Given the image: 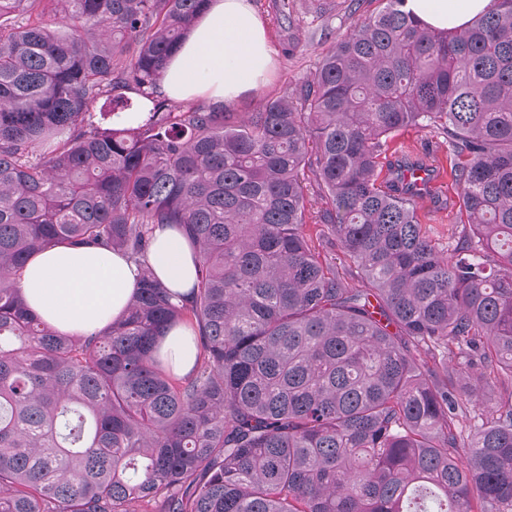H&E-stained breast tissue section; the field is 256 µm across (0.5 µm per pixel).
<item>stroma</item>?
<instances>
[{
    "label": "stroma",
    "mask_w": 512,
    "mask_h": 512,
    "mask_svg": "<svg viewBox=\"0 0 512 512\" xmlns=\"http://www.w3.org/2000/svg\"><path fill=\"white\" fill-rule=\"evenodd\" d=\"M261 21L272 50V68L266 82L229 104L232 112H251L266 99L295 89L309 79L322 57L336 40L355 24L375 15L382 0H359L349 10V0H249ZM289 10L294 22L283 23L282 10ZM387 161H394L398 148H405L435 159L437 165L452 166L448 144L431 129L410 127L398 133L390 143ZM457 187L453 179L436 185L421 201V221L425 224L449 223L456 216Z\"/></svg>",
    "instance_id": "35a3bbf8"
}]
</instances>
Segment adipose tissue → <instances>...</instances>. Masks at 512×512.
<instances>
[{
	"label": "adipose tissue",
	"instance_id": "ef3b65f1",
	"mask_svg": "<svg viewBox=\"0 0 512 512\" xmlns=\"http://www.w3.org/2000/svg\"><path fill=\"white\" fill-rule=\"evenodd\" d=\"M492 0H406V11L434 28L462 27L490 10ZM271 49L248 0H210L206 11L168 60L161 86L171 99L203 97L216 105L236 101L267 76ZM150 269L170 288L195 282L188 242L174 228H157ZM140 268L117 252L59 245L33 255L21 273L28 307L60 331L86 336L103 331L122 314ZM176 377L192 372L197 348L190 327L172 329L162 344Z\"/></svg>",
	"mask_w": 512,
	"mask_h": 512
}]
</instances>
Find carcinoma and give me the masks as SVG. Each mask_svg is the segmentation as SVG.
<instances>
[{
  "mask_svg": "<svg viewBox=\"0 0 512 512\" xmlns=\"http://www.w3.org/2000/svg\"><path fill=\"white\" fill-rule=\"evenodd\" d=\"M36 2L0 0V512H512V0L447 30L384 0L242 115L158 92L209 0H55L59 23ZM136 96L147 118L113 121ZM413 126L458 159L447 250L403 184L429 161L379 180ZM307 170L338 264L305 232ZM159 226L195 248L187 293L148 267ZM59 244L143 267L104 331L26 306L21 270ZM180 324L185 378L158 356ZM194 336L190 327L179 325L167 334L162 344L167 366L178 378L188 375L195 367L198 351Z\"/></svg>",
  "mask_w": 512,
  "mask_h": 512,
  "instance_id": "1",
  "label": "carcinoma"
}]
</instances>
